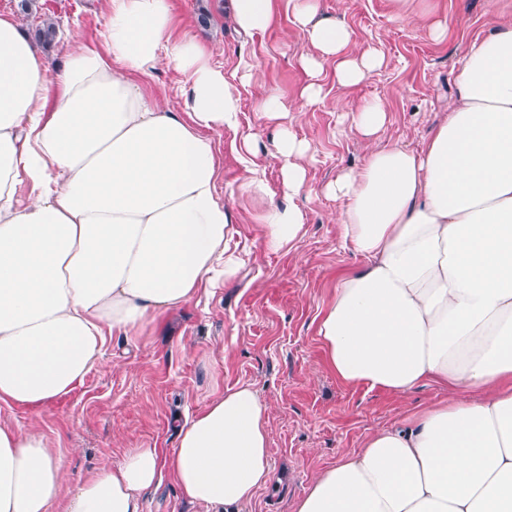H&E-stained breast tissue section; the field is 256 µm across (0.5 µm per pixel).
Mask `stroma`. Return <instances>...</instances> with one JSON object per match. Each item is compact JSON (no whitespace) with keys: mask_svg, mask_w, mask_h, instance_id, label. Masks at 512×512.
Instances as JSON below:
<instances>
[{"mask_svg":"<svg viewBox=\"0 0 512 512\" xmlns=\"http://www.w3.org/2000/svg\"><path fill=\"white\" fill-rule=\"evenodd\" d=\"M171 5L179 30L211 49L212 63L223 68L237 91V127L212 137L223 158L219 190L244 264L234 282L215 294H200L142 336L109 337L102 363L70 394L36 413L0 404V421L22 431L40 430L75 482L119 463L131 448L170 452L180 421L225 388L248 384L268 407L273 478L242 512H292L318 471L443 396L432 384L403 396L347 386L325 366L316 317L338 278L361 264L340 245L341 203L326 192L366 156L367 143L350 129L345 114L364 100H381L388 122L379 144L424 148L454 102L466 47L495 21L512 20V0H409L412 11H428L432 21L443 24L440 39L427 26L397 17L393 0H320L324 15L349 26L352 50L373 48L383 56L381 67L354 88L337 83L332 61L310 77L301 64L310 44L288 12H280L266 31L245 36L233 26L230 0H171ZM8 14L20 15L30 35L43 20L55 22L56 37L43 53L57 65L73 44L102 40V0H36L25 16L20 0H0V15ZM249 69L255 77L243 81ZM313 79L323 98L309 106L300 91ZM267 87L279 90L296 116L293 132L313 156L307 168L311 192L300 202L307 232L290 255L261 249V210L241 192L249 176L236 150L241 132L258 134L266 149L276 127L255 109Z\"/></svg>","mask_w":512,"mask_h":512,"instance_id":"stroma-1","label":"stroma"}]
</instances>
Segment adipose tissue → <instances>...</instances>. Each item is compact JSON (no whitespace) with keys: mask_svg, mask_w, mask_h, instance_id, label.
Listing matches in <instances>:
<instances>
[{"mask_svg":"<svg viewBox=\"0 0 512 512\" xmlns=\"http://www.w3.org/2000/svg\"><path fill=\"white\" fill-rule=\"evenodd\" d=\"M287 8L312 48L357 87L382 63L320 0H233L243 33ZM102 47L75 45L55 67L0 16V402L39 411L81 385L106 339L135 336L203 288L233 281L242 260L218 192L212 131L235 125L233 85L208 47L177 34L170 0H104ZM183 78L175 108L145 81ZM256 109L278 120L270 159L242 192L262 207V249L298 251L297 198L309 194V145L273 89ZM369 141L363 165L331 188L344 247L365 263L339 278L316 321L342 383L403 396L446 393L369 436L310 481L293 512H512V22L471 42L456 103L424 149L379 145L378 100L349 114ZM35 194L20 202L22 183ZM181 498L237 512L272 480L266 403L225 389L179 428L175 448H131L69 487L39 431L0 423V512H141L162 476Z\"/></svg>","mask_w":512,"mask_h":512,"instance_id":"obj_1","label":"adipose tissue"}]
</instances>
